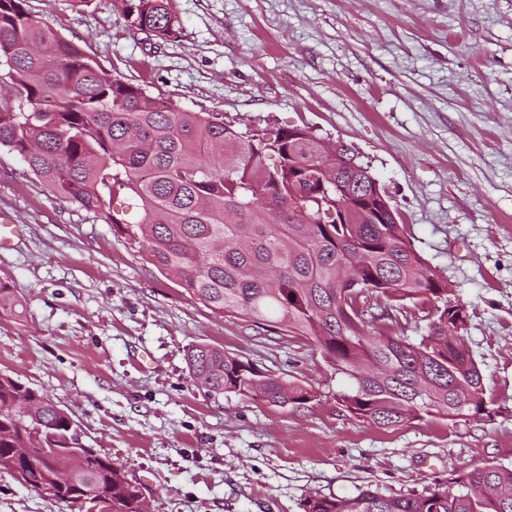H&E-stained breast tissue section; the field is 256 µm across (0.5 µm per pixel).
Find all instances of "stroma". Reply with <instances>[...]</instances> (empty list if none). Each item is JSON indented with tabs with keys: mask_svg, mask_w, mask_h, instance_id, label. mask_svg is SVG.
<instances>
[{
	"mask_svg": "<svg viewBox=\"0 0 512 512\" xmlns=\"http://www.w3.org/2000/svg\"><path fill=\"white\" fill-rule=\"evenodd\" d=\"M105 69L239 130L297 126L346 145L468 312L491 415L382 428L301 336L215 315L104 216L54 196L0 149V373L49 397L80 446L121 464L148 512H301L311 493L421 494L512 466V0H172L175 33L110 0H26ZM224 349L316 393L300 407L208 394L187 348ZM0 512H69L0 472Z\"/></svg>",
	"mask_w": 512,
	"mask_h": 512,
	"instance_id": "35a3bbf8",
	"label": "stroma"
}]
</instances>
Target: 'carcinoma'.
Wrapping results in <instances>:
<instances>
[{"instance_id": "1", "label": "carcinoma", "mask_w": 512, "mask_h": 512, "mask_svg": "<svg viewBox=\"0 0 512 512\" xmlns=\"http://www.w3.org/2000/svg\"><path fill=\"white\" fill-rule=\"evenodd\" d=\"M171 0H112L129 27L166 40L175 33ZM0 67L11 98L0 100V147L18 155L55 196L104 216L142 247L150 263L214 313L244 317L311 341L349 380L341 396L351 414L380 427L426 417L450 422L488 412L484 376L461 339L467 317L448 322L447 279L407 238L396 209L374 219L336 223L375 177L343 148L352 166L304 129L268 137L242 132L224 116L159 102L112 75L52 24L31 16L25 0H0ZM325 166L336 184L317 187ZM140 218L125 219L124 200ZM423 312L414 340L397 333L405 301ZM190 374L208 392L299 407L315 392L256 369L207 345L186 354ZM33 396L0 374V472L10 450L42 433L50 463L32 473L36 486L71 505L82 497L103 512H141L121 465L106 455L58 453L72 421L58 406L14 403ZM62 473L56 486L46 475ZM302 512H512V468L485 464L424 494L384 497L309 495Z\"/></svg>"}]
</instances>
